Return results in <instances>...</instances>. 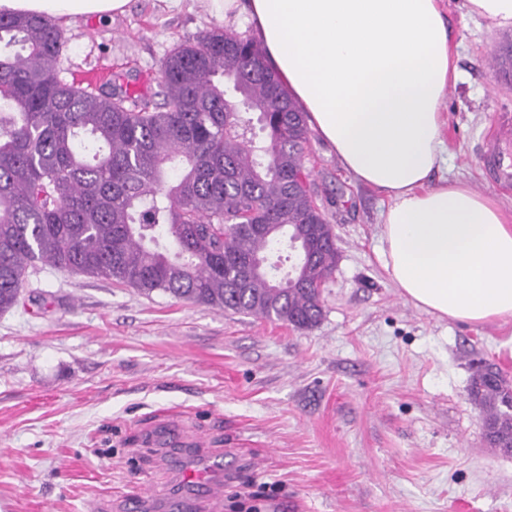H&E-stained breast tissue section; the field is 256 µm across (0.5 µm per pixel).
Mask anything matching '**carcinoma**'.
Masks as SVG:
<instances>
[{"mask_svg":"<svg viewBox=\"0 0 512 512\" xmlns=\"http://www.w3.org/2000/svg\"><path fill=\"white\" fill-rule=\"evenodd\" d=\"M66 45L45 15L0 14V312L42 264L315 327L334 233L313 193L289 188L305 174V113L260 47L199 34L164 59L154 104L63 80ZM291 239L308 244L293 272L258 269ZM468 396L487 446L511 451L512 381L485 363Z\"/></svg>","mask_w":512,"mask_h":512,"instance_id":"carcinoma-1","label":"carcinoma"}]
</instances>
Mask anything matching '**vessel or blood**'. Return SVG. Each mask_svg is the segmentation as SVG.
<instances>
[{
	"mask_svg": "<svg viewBox=\"0 0 512 512\" xmlns=\"http://www.w3.org/2000/svg\"><path fill=\"white\" fill-rule=\"evenodd\" d=\"M482 159L492 183L504 188L512 186V114L500 113ZM174 454L186 468L189 492L170 496L167 506L171 512H189L197 498L207 499L211 507H219L224 489V471L220 463L191 459L182 448L175 449Z\"/></svg>",
	"mask_w": 512,
	"mask_h": 512,
	"instance_id": "vessel-or-blood-1",
	"label": "vessel or blood"
}]
</instances>
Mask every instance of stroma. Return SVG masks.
I'll return each mask as SVG.
<instances>
[{
	"instance_id": "35a3bbf8",
	"label": "stroma",
	"mask_w": 512,
	"mask_h": 512,
	"mask_svg": "<svg viewBox=\"0 0 512 512\" xmlns=\"http://www.w3.org/2000/svg\"><path fill=\"white\" fill-rule=\"evenodd\" d=\"M460 78L443 105L437 177L495 195L480 150L512 72L496 58L512 27L442 0ZM202 0L64 27L60 76L118 80L150 95L160 65L215 28ZM304 165L336 235L338 260L313 328L150 294L105 276L31 269L0 313V512H165L184 476L167 452L179 427L224 469L221 512H512V456L487 447L468 399L478 361L512 379V320L467 324L415 307L381 252L386 195L357 181L318 137Z\"/></svg>"
}]
</instances>
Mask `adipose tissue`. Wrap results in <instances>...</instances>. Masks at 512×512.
Listing matches in <instances>:
<instances>
[{
	"instance_id": "adipose-tissue-1",
	"label": "adipose tissue",
	"mask_w": 512,
	"mask_h": 512,
	"mask_svg": "<svg viewBox=\"0 0 512 512\" xmlns=\"http://www.w3.org/2000/svg\"><path fill=\"white\" fill-rule=\"evenodd\" d=\"M246 17L316 136L358 181L383 192L386 270L402 296L441 318L512 319V220L494 196L433 183L442 105L459 70L441 0H206ZM129 0H0V13L65 24L124 13Z\"/></svg>"
}]
</instances>
